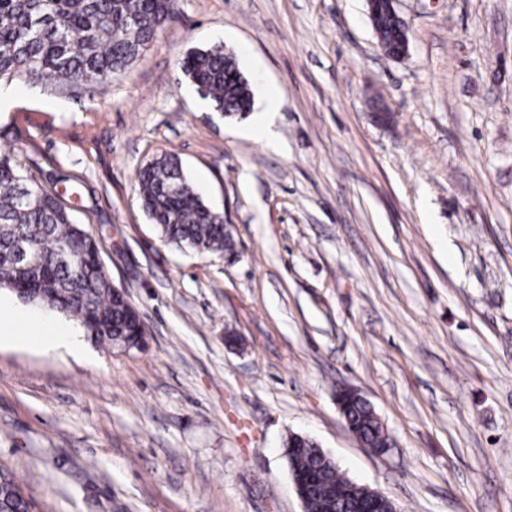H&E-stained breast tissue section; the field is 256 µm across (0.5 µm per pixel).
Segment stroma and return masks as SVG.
<instances>
[{
  "instance_id": "35a3bbf8",
  "label": "stroma",
  "mask_w": 512,
  "mask_h": 512,
  "mask_svg": "<svg viewBox=\"0 0 512 512\" xmlns=\"http://www.w3.org/2000/svg\"><path fill=\"white\" fill-rule=\"evenodd\" d=\"M394 6L400 59L367 0H178L118 78L9 84L0 148L60 192L147 330L129 351L0 341V464L39 512H304L292 433L399 512H512V0ZM214 45L254 107L281 98L272 141L183 73ZM162 154L235 262L160 239L136 171ZM343 402L348 429L363 442L364 447L377 453H381L383 448L387 451L384 428L382 430L373 410L350 395H344Z\"/></svg>"
}]
</instances>
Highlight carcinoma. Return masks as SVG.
Masks as SVG:
<instances>
[{
  "mask_svg": "<svg viewBox=\"0 0 512 512\" xmlns=\"http://www.w3.org/2000/svg\"><path fill=\"white\" fill-rule=\"evenodd\" d=\"M177 0H0V82L17 79L57 88L100 84L120 75L175 14ZM372 21L389 53L400 49L404 26L386 4ZM182 70L214 109L229 116L251 111L250 85L235 58L215 45L188 52ZM141 205L162 241L218 258L237 256L224 214L208 206L171 155L139 167ZM97 243L82 237L58 198L32 184L19 165L0 158V288L39 303L48 289L53 308L76 320L92 339L139 347L143 322L128 298L97 266ZM348 429L364 447L387 445L367 404L343 397ZM290 471L309 480L306 512H360L366 491L336 468L318 466L316 445L286 441ZM0 502L9 512H31L35 502L0 470Z\"/></svg>",
  "mask_w": 512,
  "mask_h": 512,
  "instance_id": "cac0c4a2",
  "label": "carcinoma"
}]
</instances>
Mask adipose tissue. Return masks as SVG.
<instances>
[{
    "instance_id": "obj_1",
    "label": "adipose tissue",
    "mask_w": 512,
    "mask_h": 512,
    "mask_svg": "<svg viewBox=\"0 0 512 512\" xmlns=\"http://www.w3.org/2000/svg\"><path fill=\"white\" fill-rule=\"evenodd\" d=\"M13 339L45 350L79 351L82 343L76 333L35 316H20L0 306V339Z\"/></svg>"
}]
</instances>
